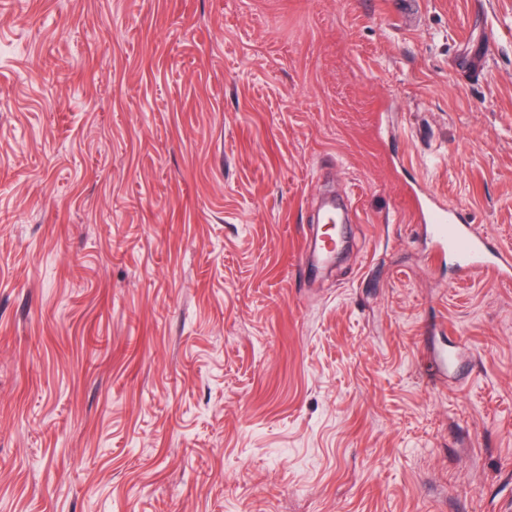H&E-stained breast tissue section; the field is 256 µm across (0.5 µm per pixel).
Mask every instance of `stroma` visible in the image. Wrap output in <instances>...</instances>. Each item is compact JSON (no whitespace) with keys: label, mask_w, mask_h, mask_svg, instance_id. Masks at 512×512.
Returning <instances> with one entry per match:
<instances>
[{"label":"stroma","mask_w":512,"mask_h":512,"mask_svg":"<svg viewBox=\"0 0 512 512\" xmlns=\"http://www.w3.org/2000/svg\"><path fill=\"white\" fill-rule=\"evenodd\" d=\"M0 0V512H504L512 0ZM355 210L310 275L317 198ZM409 200L417 220L435 245L439 259H453L462 278L490 273L499 282L512 280V252L500 248L493 259L488 256V236L472 224L463 210L447 205L439 196L421 187L412 188Z\"/></svg>","instance_id":"obj_1"}]
</instances>
